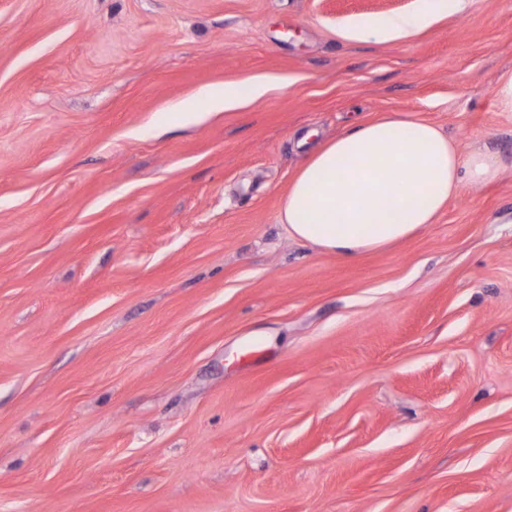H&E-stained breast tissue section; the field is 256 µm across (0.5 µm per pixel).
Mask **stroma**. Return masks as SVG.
Instances as JSON below:
<instances>
[{"mask_svg":"<svg viewBox=\"0 0 512 512\" xmlns=\"http://www.w3.org/2000/svg\"><path fill=\"white\" fill-rule=\"evenodd\" d=\"M420 7L0 0V512H512V0L355 36ZM395 114L499 177L290 238L298 135ZM491 95L496 111L512 114V68L500 73ZM269 88L265 80H255L248 87V98L244 97L242 87L237 83H224L204 93L208 98L211 111L221 112L237 106L246 100H254L264 95Z\"/></svg>","mask_w":512,"mask_h":512,"instance_id":"stroma-1","label":"stroma"}]
</instances>
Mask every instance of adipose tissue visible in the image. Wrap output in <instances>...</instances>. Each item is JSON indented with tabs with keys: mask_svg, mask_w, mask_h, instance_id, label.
I'll return each instance as SVG.
<instances>
[{
	"mask_svg": "<svg viewBox=\"0 0 512 512\" xmlns=\"http://www.w3.org/2000/svg\"><path fill=\"white\" fill-rule=\"evenodd\" d=\"M466 0H424L415 15L361 28L383 40L464 9ZM280 206L279 221L292 238L353 259L383 249L434 223L464 187L497 179L498 153L484 147L461 154L435 125L387 116L361 119L336 138L309 147Z\"/></svg>",
	"mask_w": 512,
	"mask_h": 512,
	"instance_id": "1",
	"label": "adipose tissue"
}]
</instances>
